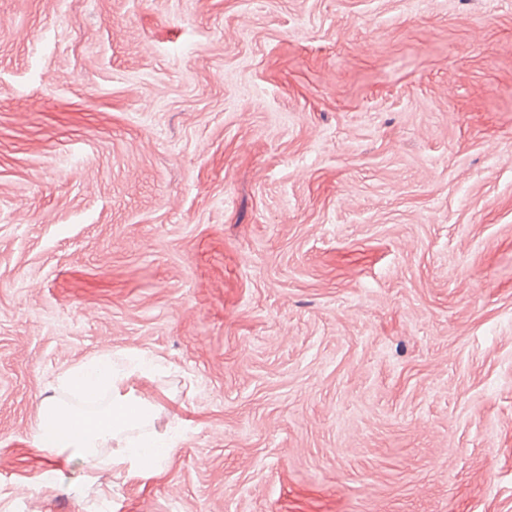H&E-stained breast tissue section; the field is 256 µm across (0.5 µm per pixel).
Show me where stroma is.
Masks as SVG:
<instances>
[{
	"label": "stroma",
	"mask_w": 512,
	"mask_h": 512,
	"mask_svg": "<svg viewBox=\"0 0 512 512\" xmlns=\"http://www.w3.org/2000/svg\"><path fill=\"white\" fill-rule=\"evenodd\" d=\"M147 478L33 445L109 352ZM0 512H512V0H0Z\"/></svg>",
	"instance_id": "stroma-1"
}]
</instances>
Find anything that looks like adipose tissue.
<instances>
[{"label":"adipose tissue","mask_w":512,"mask_h":512,"mask_svg":"<svg viewBox=\"0 0 512 512\" xmlns=\"http://www.w3.org/2000/svg\"><path fill=\"white\" fill-rule=\"evenodd\" d=\"M161 368L151 355L102 354L64 372L59 388L74 395L107 394L105 407L86 412L51 396L42 402L34 445L43 453L78 456L131 476L149 478L175 449L181 430H153L156 406L136 393L130 381L149 378Z\"/></svg>","instance_id":"obj_1"}]
</instances>
